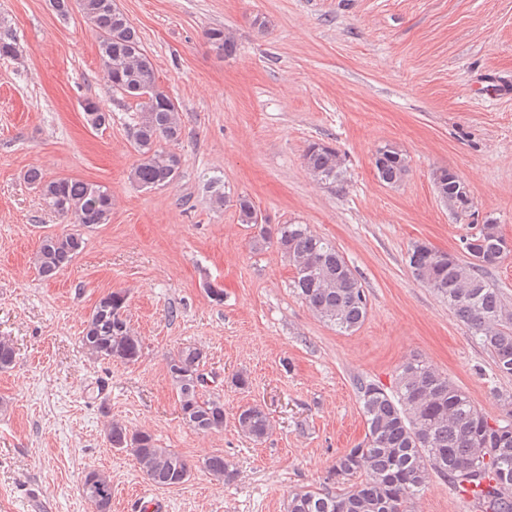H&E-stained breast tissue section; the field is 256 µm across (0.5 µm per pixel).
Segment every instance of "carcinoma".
<instances>
[{"label": "carcinoma", "instance_id": "1", "mask_svg": "<svg viewBox=\"0 0 512 512\" xmlns=\"http://www.w3.org/2000/svg\"><path fill=\"white\" fill-rule=\"evenodd\" d=\"M65 16L73 7L95 32L98 53L112 90L135 102L129 130L136 164L131 181L140 188L168 187L181 175V155L173 146L182 140V125L172 99L158 84L156 70L144 49L134 23L112 8L113 0H50ZM211 49L221 57L236 53L234 40L224 30L206 32ZM17 55L16 34L0 22V57ZM82 109L87 123L96 129L112 123V112L86 99ZM309 174L317 181L339 186L346 181L344 158L326 144L312 143L303 156ZM376 176L396 185L409 173L407 155L386 143L375 153ZM26 181L36 189L46 207L71 224L94 228L109 223L112 191L105 185L73 178L48 179L31 168ZM439 199L459 217L473 208L470 191L456 174L441 169L433 173ZM239 221L260 226L252 248L261 251L275 245L294 267L296 295L316 315L341 334H351L363 324L368 302L344 256L331 241L306 224H260L253 202L236 200ZM498 226L490 221L477 224L463 238V261L424 242H415L407 253L412 276L431 288L448 309L491 353L495 371L512 376V329L501 324L506 316L497 289L486 284L483 274L499 265L509 251ZM86 239L65 230L43 237L34 253L39 275L50 279L69 267L84 251ZM128 297L121 290L101 298L86 321L80 337L83 349L93 359L136 363L143 355V342L131 329ZM13 342L0 337V371L16 364ZM205 352L185 346L168 363V374L178 396L183 421L201 433L224 429V402L207 394ZM357 391L367 432L363 443L336 456L326 480L358 479L348 491L327 488L297 492L288 500V512H409V504L425 488L433 472L479 500L482 512H512V398L502 399L508 419L494 421L481 413L461 388L448 377L420 361L401 366L396 391L389 394L366 381ZM237 423L242 433L259 441L270 431L265 410L251 405L240 410ZM112 447L127 449L139 469L159 487L173 482L178 470L190 468L178 452L163 448L146 431L129 430L118 422L107 429ZM204 469L219 481L235 476L233 464L221 454L202 460ZM96 512H111L112 482L101 471L92 470V485L82 488Z\"/></svg>", "mask_w": 512, "mask_h": 512}]
</instances>
